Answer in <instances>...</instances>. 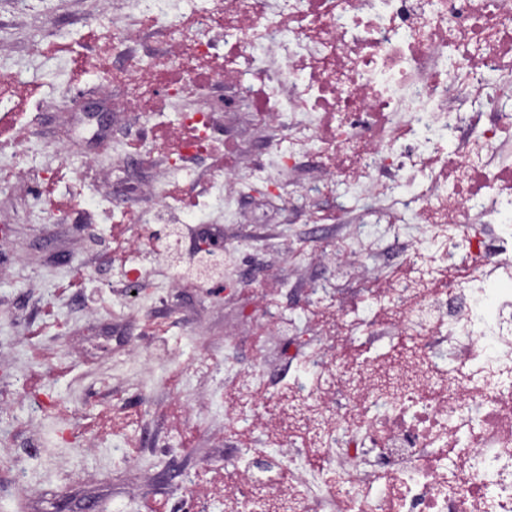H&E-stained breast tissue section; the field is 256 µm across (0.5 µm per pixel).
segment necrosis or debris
<instances>
[{"mask_svg":"<svg viewBox=\"0 0 512 512\" xmlns=\"http://www.w3.org/2000/svg\"><path fill=\"white\" fill-rule=\"evenodd\" d=\"M210 11L223 20L219 56L212 40L181 39L145 71L135 23L113 42L139 96L169 83L161 107L113 99L133 131L177 111L173 168L189 174L220 114L198 101L205 67L228 90L223 111L245 99L267 133L260 157L240 153L213 176L225 216V185L284 186L306 156L318 174L299 199L342 180L370 201L324 256L346 274L336 322L385 276L393 247L407 262L437 247L435 270L378 292L386 334L408 341L400 361L347 363L327 343L306 354L313 374L289 381V400L325 475L283 437L275 453L293 482L262 496L287 512H512V110L500 104L512 97V0H211ZM175 58L186 69L172 72ZM408 172L423 189L396 193ZM389 200L407 222L387 220Z\"/></svg>","mask_w":512,"mask_h":512,"instance_id":"1","label":"necrosis or debris"}]
</instances>
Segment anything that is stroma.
I'll return each instance as SVG.
<instances>
[{
	"label": "stroma",
	"instance_id": "1",
	"mask_svg": "<svg viewBox=\"0 0 512 512\" xmlns=\"http://www.w3.org/2000/svg\"><path fill=\"white\" fill-rule=\"evenodd\" d=\"M58 30L66 34L60 51H47ZM112 33L107 0H0V66L9 74L0 152L14 174L0 181V422L10 434L0 440V512H147L159 499L170 512H227L223 489L196 492L211 471L231 483L242 465L254 483L288 482L286 468L271 467L266 431L230 422L227 391L240 372L263 370L271 388L262 410L279 418L278 376L296 373L315 326L310 313L328 304L305 288L336 275L312 255L345 227L314 231L284 199L247 193L235 223L217 204L189 218L234 245L220 272L198 263L169 287L165 263L148 246L111 263L115 222L141 211L151 184L177 181L166 158L149 168L128 160L126 185L117 187L112 141L125 137V123L108 121L95 139L81 120L112 105L104 83L122 66L103 58ZM16 125L27 139L13 140ZM48 184L68 206L49 211L41 195ZM133 266L153 276L136 302L123 286ZM75 277L83 281L78 303L61 289ZM270 280L278 284L272 300ZM268 307L288 321L287 335L265 334ZM373 312L368 298L354 308L360 329L345 358L400 349L402 338L366 330ZM104 412L122 430L101 433L95 422ZM140 439L145 447L128 455V442Z\"/></svg>",
	"mask_w": 512,
	"mask_h": 512
}]
</instances>
